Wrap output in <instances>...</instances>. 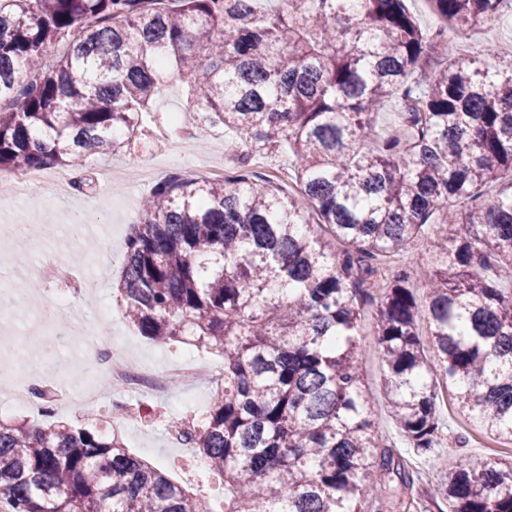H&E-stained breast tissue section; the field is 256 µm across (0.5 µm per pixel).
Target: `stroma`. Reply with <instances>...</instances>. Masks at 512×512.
<instances>
[{
    "label": "stroma",
    "instance_id": "1",
    "mask_svg": "<svg viewBox=\"0 0 512 512\" xmlns=\"http://www.w3.org/2000/svg\"><path fill=\"white\" fill-rule=\"evenodd\" d=\"M493 45L500 58L512 57V14L474 26L465 36L458 38L456 51L460 54L474 52L484 45ZM146 128L133 154L97 155L89 167L98 174L95 190L76 191L71 195L60 194L51 179H44L37 193L0 203V226H23L30 233H37L40 225L52 223L56 231L44 237L42 254L77 260L83 274L99 283L98 300L94 307L78 306L67 309L68 320L89 328L96 327L111 335L123 337L131 351L157 366L178 360L185 348L181 344H157L140 336L123 315V305L112 281L122 270L125 242L144 196L153 185L167 176L179 174L211 178L212 167L224 166L231 170L247 164L259 176L273 174L276 168H287L290 158L287 150H280L278 166L259 158L243 159L239 148L240 138L225 129L194 125L192 136L162 137V126L154 113L142 116ZM72 224L89 225L86 239L69 237L67 228ZM19 247L0 252V309L13 318L11 326L0 331V358H8L14 344L21 342L35 317L32 303L18 304L12 290L16 282L28 281L29 269L35 261L33 254H26L24 262H17ZM375 320L372 310H365L361 321V348L359 360L365 374L366 388L372 395V417L393 457L401 464L419 472L414 484V498L421 501L434 491L438 478L448 471L458 457L468 456L481 461L489 457L512 456V444H503L477 431L455 411L451 398H444L440 411L448 425L441 445L433 453L417 455L410 448L394 424L388 403L382 392L384 368L374 343ZM42 375L50 380L60 379L62 385L77 388L86 367L82 352L73 346L61 348L57 354L33 361ZM210 405L206 385L181 383L166 399L145 400L142 417L146 427L125 434L124 440L132 453L162 468L175 482L190 491L205 495L214 512L224 507V482L206 468L197 466L194 455L176 447L161 430L150 427V420L176 408H192L205 413ZM0 416L26 420L28 423L45 424L58 421L78 428L111 432L115 418L111 408H103L96 417L88 418L78 409H46L41 402H34L25 410L10 407L0 399Z\"/></svg>",
    "mask_w": 512,
    "mask_h": 512
}]
</instances>
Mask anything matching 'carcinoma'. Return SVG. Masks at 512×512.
I'll use <instances>...</instances> for the list:
<instances>
[{
	"instance_id": "cac0c4a2",
	"label": "carcinoma",
	"mask_w": 512,
	"mask_h": 512,
	"mask_svg": "<svg viewBox=\"0 0 512 512\" xmlns=\"http://www.w3.org/2000/svg\"><path fill=\"white\" fill-rule=\"evenodd\" d=\"M268 2L0 0V170L82 172L129 148L176 73L195 76V120L236 131L246 156L288 146L287 195L244 166L153 186L126 243L125 317L224 359L191 436L224 475V512H384L391 482L414 478L371 419L365 305L416 453L445 436L446 392L512 444V58L447 43L512 0H428L433 32L406 0ZM391 97L399 120L380 138L372 116ZM424 238L427 266L413 261ZM0 495L10 512H210L118 436L65 424L0 420ZM434 499L512 512V459L460 458Z\"/></svg>"
}]
</instances>
